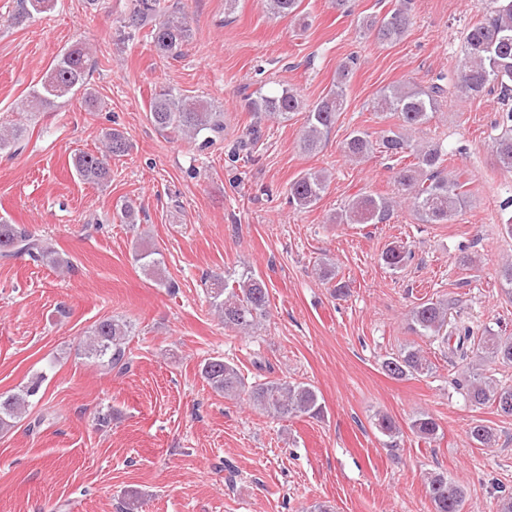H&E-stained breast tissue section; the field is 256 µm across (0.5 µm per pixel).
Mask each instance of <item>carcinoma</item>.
Masks as SVG:
<instances>
[{
    "label": "carcinoma",
    "mask_w": 512,
    "mask_h": 512,
    "mask_svg": "<svg viewBox=\"0 0 512 512\" xmlns=\"http://www.w3.org/2000/svg\"><path fill=\"white\" fill-rule=\"evenodd\" d=\"M267 13L274 17H298L301 0H263ZM54 0H18L14 20L20 23L53 8ZM485 18L470 27L464 43V63L457 76L455 89L470 100L484 92L499 90L503 98L512 97V0H486ZM124 26L132 29L131 36L142 32L157 54L176 59L192 39V26L181 7L166 0H131ZM412 24L411 0H399L384 16L365 19L363 32L378 42L395 43L402 39ZM90 52L85 44L74 42L55 56L40 87L27 100L26 111L38 112L53 106L57 100L81 96L85 105L94 108L98 96L89 87ZM351 61L342 63L336 80L327 94L311 107H305L296 91L280 86L258 88L245 97L250 111L258 117L277 116L284 119L304 111L306 118L300 137V148L314 153L326 141L336 124L346 98ZM443 84L419 87L409 83L392 84L383 88L372 109L382 118L398 121V126L385 130L377 142L364 130H354L341 146L342 154L351 161H360L374 151L391 158L409 159L395 175L398 197L362 193L353 196L336 214L342 224H380L388 220L397 204L409 203L424 224H446L457 217L465 203L467 182L463 173H447L443 167L448 151L440 141L413 144L406 132L427 124L447 97ZM150 120L160 130L169 131L207 148L224 135V113L210 104L190 98L174 87H164L152 94ZM492 138V155L502 168L512 170V109L499 115ZM26 128L18 123L0 129V151L19 140ZM103 147L95 153L80 152L71 159L77 177L88 184L105 185L111 180L112 157L123 156L131 148L129 140L116 129L102 133ZM329 175L323 170L305 172L290 183L289 203L297 209H307L317 203L327 189ZM19 253L35 261L44 259L60 265L63 259L43 240L25 228L0 219V256ZM392 271L404 268L412 259V251L403 245H390L381 255ZM136 260L155 283L173 289L175 282L165 275V262L157 251L136 254ZM211 308L220 315L224 326L250 333L269 314V294L264 280L251 271L231 279L211 277L208 288ZM452 303L446 299L431 300L412 306L408 313L411 328L421 336L433 339L443 348L444 357L454 366L469 370V375L457 382L466 398L476 405L489 404L500 410L501 402L512 399V385L500 384L483 372H472L475 362L512 366V336H502L492 329L478 333L469 323L456 320ZM129 326L114 319H104L86 331L85 355L95 361L121 369L128 368L127 339ZM382 370L390 377L402 380L421 376L432 370L431 362L415 346L382 362ZM201 375L215 392L235 398L249 392L252 406L272 417H318L323 406L315 387L307 383L267 380L245 389L238 367L215 356L201 365ZM43 377L38 376L16 393L0 395V432L12 429L26 414L29 398L40 389ZM410 430L430 443L437 439L440 426L427 413L416 415ZM470 440L481 447L496 444L494 429L475 424L469 430ZM427 493L433 512H464L465 487L448 478L443 472H430L426 478Z\"/></svg>",
    "instance_id": "1"
}]
</instances>
